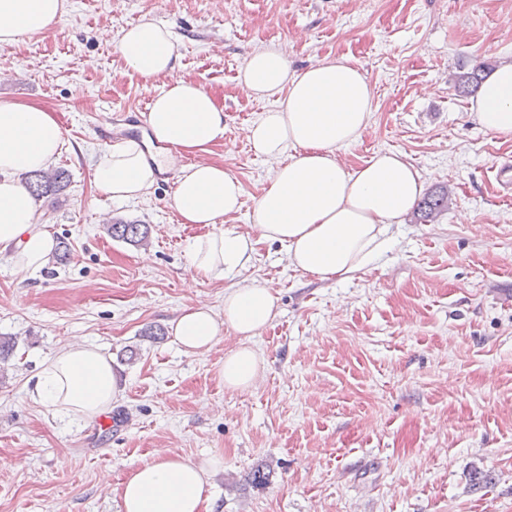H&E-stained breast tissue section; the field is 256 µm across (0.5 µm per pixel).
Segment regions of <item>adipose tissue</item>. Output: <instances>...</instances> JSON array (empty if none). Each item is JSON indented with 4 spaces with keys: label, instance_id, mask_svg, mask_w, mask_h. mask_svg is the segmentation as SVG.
Here are the masks:
<instances>
[{
    "label": "adipose tissue",
    "instance_id": "adipose-tissue-1",
    "mask_svg": "<svg viewBox=\"0 0 512 512\" xmlns=\"http://www.w3.org/2000/svg\"><path fill=\"white\" fill-rule=\"evenodd\" d=\"M67 0H0V46L49 31L66 13ZM116 49L127 66L146 79L165 77L147 122L165 153L146 154L127 141L103 152L93 168L95 187L117 202L141 199L164 170L174 173L172 205L183 223L204 228L186 246L193 275L224 277L246 270L264 242L288 248L290 267L322 281H344L390 250L393 225L403 223L421 196L424 180L399 151L379 153L348 169L340 149L359 141L373 121L374 92L362 72L346 59L326 57L293 70L279 46L250 52L238 83L249 97L269 107L248 128L253 153L274 162L273 173L248 216L245 233L224 232L218 224L239 213L241 181L223 164L198 162L224 138V108L200 84L174 77L177 38L165 25L146 18L124 29ZM471 115L485 130L512 139V62L492 71ZM64 144L63 131L46 109L0 104V252L35 273L55 247L37 222L35 201L19 174L48 169ZM195 163L176 165L179 156ZM271 288L243 280L224 292V312L204 304L185 308L171 323L182 352H209L222 330L238 338L224 356L225 388L251 387L263 359L250 346L276 315ZM126 378L99 348L74 339L48 358L31 397L57 412L93 420L122 398ZM213 457L194 461L161 453L133 466L120 488L121 512H202L209 476L222 469Z\"/></svg>",
    "mask_w": 512,
    "mask_h": 512
}]
</instances>
